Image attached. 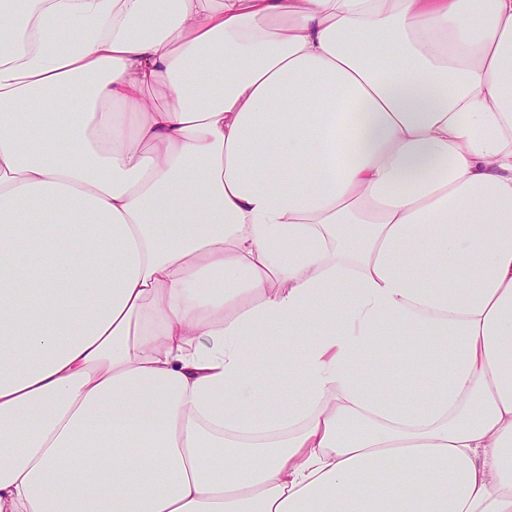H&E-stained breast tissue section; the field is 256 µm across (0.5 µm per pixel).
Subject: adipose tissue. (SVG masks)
I'll list each match as a JSON object with an SVG mask.
<instances>
[{
    "label": "adipose tissue",
    "instance_id": "adipose-tissue-1",
    "mask_svg": "<svg viewBox=\"0 0 512 512\" xmlns=\"http://www.w3.org/2000/svg\"><path fill=\"white\" fill-rule=\"evenodd\" d=\"M0 512H512V0H0Z\"/></svg>",
    "mask_w": 512,
    "mask_h": 512
}]
</instances>
